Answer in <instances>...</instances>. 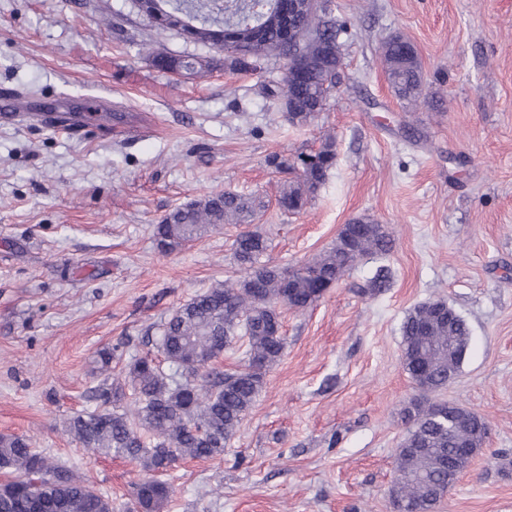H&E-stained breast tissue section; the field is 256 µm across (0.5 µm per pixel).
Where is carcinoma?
I'll use <instances>...</instances> for the list:
<instances>
[{
	"instance_id": "1",
	"label": "carcinoma",
	"mask_w": 512,
	"mask_h": 512,
	"mask_svg": "<svg viewBox=\"0 0 512 512\" xmlns=\"http://www.w3.org/2000/svg\"><path fill=\"white\" fill-rule=\"evenodd\" d=\"M159 8L184 11L192 31L183 39L215 48L217 55H177L142 44L152 64L162 70L184 71L204 78L224 67L261 73L271 60L288 66L293 60L305 69L296 81L282 73L263 85L270 97L284 102L289 122L302 126L324 110L336 87V65L343 27L328 3L315 9L301 0L293 40L282 37L277 0H156ZM381 56L394 95L411 105L423 103V77L413 45L400 33L387 37ZM315 163L301 160L288 167L293 178L283 185L277 203L299 211L324 181L336 160L335 141L325 140L313 153ZM255 200L223 192L206 195L168 212L155 225L157 247L171 251L211 228L252 224ZM355 223L363 229L354 237L343 229L336 242L313 262L297 269L262 260L267 239L250 231L233 243L241 275L214 285L174 310L161 324L156 340L165 371L150 355L136 358L124 382H112L110 364L118 347L99 353L101 366L92 387L95 407L73 416L68 432L91 453L113 454L137 463L145 473L136 486L128 512H162L172 486L157 475L186 459H215L235 435L264 386L267 371L282 357L285 338L277 306L303 310L319 297L326 281L340 279L364 258L384 253L389 234L369 217ZM402 363L416 386L431 395L413 400L403 410L409 423L396 449L392 500L435 512L454 486L452 470L468 467L467 456L488 438L483 417L433 399L457 374L470 341L466 322L448 319V303L432 300L416 306L401 326ZM247 338L243 367L232 373L211 363L241 338ZM0 512H115L112 501L72 468L48 457L22 436L0 435Z\"/></svg>"
}]
</instances>
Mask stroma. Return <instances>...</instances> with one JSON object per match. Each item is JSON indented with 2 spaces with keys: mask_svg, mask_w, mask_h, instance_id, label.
Here are the masks:
<instances>
[{
  "mask_svg": "<svg viewBox=\"0 0 512 512\" xmlns=\"http://www.w3.org/2000/svg\"><path fill=\"white\" fill-rule=\"evenodd\" d=\"M344 70L323 112L285 120L259 74L153 67L142 42L195 52L131 0H0V434L77 469L114 507L143 477L67 431L90 408L100 350L113 376L197 293L238 277L235 224L159 251L155 224L224 191L258 198L270 259L294 268L370 217L388 254L309 307H281L285 349L223 456L170 472L163 512H391L401 413L415 394L400 326L442 299L470 346L441 400L490 435L437 512H512V0H331ZM122 15L120 27L104 15ZM415 46L427 105L391 93L380 43ZM333 135L336 161L302 210L276 198L284 161ZM391 272L387 288L370 279Z\"/></svg>",
  "mask_w": 512,
  "mask_h": 512,
  "instance_id": "stroma-1",
  "label": "stroma"
}]
</instances>
